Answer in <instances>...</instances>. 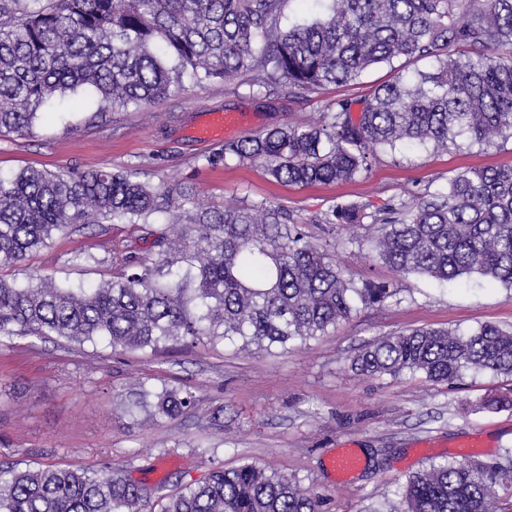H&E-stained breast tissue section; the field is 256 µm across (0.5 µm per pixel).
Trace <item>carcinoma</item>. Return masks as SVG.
<instances>
[{
    "label": "carcinoma",
    "instance_id": "carcinoma-1",
    "mask_svg": "<svg viewBox=\"0 0 512 512\" xmlns=\"http://www.w3.org/2000/svg\"><path fill=\"white\" fill-rule=\"evenodd\" d=\"M289 0H0V133H28L53 97L89 87L97 111L166 97L185 77L257 95L314 94L366 70H398L363 102L324 106L305 126L279 124L224 144L211 167L236 159L276 182H347L399 144L446 148L459 137H512V0H321L324 13L284 24ZM183 182L156 187L137 168L69 175L27 168L0 176V266L47 248L56 233L106 221L148 224L167 213L147 254L116 248L120 273L99 288L58 284L39 271L25 285L0 279V346L18 338L103 343L114 353L230 343L286 351L382 307L400 289L355 281L336 263V229L371 218L378 261L440 283L474 274L512 288V166L457 172L445 193L386 203L334 204L311 220L267 201L204 206ZM352 366L368 375L420 373L451 383L468 370L512 377V331L418 328L366 345ZM192 392L138 383L130 413L153 422L195 407ZM501 485L509 490L495 493ZM155 491L110 466L0 465V512H154ZM403 512H512V469L467 459L433 462L408 477ZM161 512H323L294 476L256 463L211 470L163 496Z\"/></svg>",
    "mask_w": 512,
    "mask_h": 512
}]
</instances>
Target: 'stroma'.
<instances>
[{
	"mask_svg": "<svg viewBox=\"0 0 512 512\" xmlns=\"http://www.w3.org/2000/svg\"><path fill=\"white\" fill-rule=\"evenodd\" d=\"M379 66L346 85L273 101L253 95L246 83L185 81L164 99L97 113L79 93L51 101L31 134H0V173L28 167L53 172L148 171L153 185H196L204 205L238 207L267 200L284 206L313 237L324 231L312 219L333 204L380 205L412 195L441 193L466 168L512 165V138L489 146L460 140L433 150L397 146L354 180L308 187L284 186L261 167L231 161L213 168L220 143L202 144L190 128L208 112H246L254 131L318 118L324 103L347 101L360 111L364 99L389 80ZM148 229L106 223L56 234L0 278L26 282L38 270L72 285L111 279L114 246L148 253ZM368 225L340 233L336 260L355 281H390L399 293L385 306L361 308L328 335L288 352L246 355L233 347L174 348L157 354L94 351L34 338L0 346V460L39 464L96 463L122 469L133 481L169 493L211 469L256 462L295 476L325 499V512H400V487L430 463L468 457L512 467V406L492 404L505 377L469 372L455 384L421 376H369L352 360L367 342L411 328L463 331L482 323L512 330V291L484 278L440 285L399 276L377 261ZM97 263H73L74 254ZM162 378L189 389L196 407L164 423L125 413L120 397L144 378ZM220 420H213L216 407ZM354 448L360 467L345 483L329 468L339 449Z\"/></svg>",
	"mask_w": 512,
	"mask_h": 512,
	"instance_id": "35a3bbf8",
	"label": "stroma"
}]
</instances>
